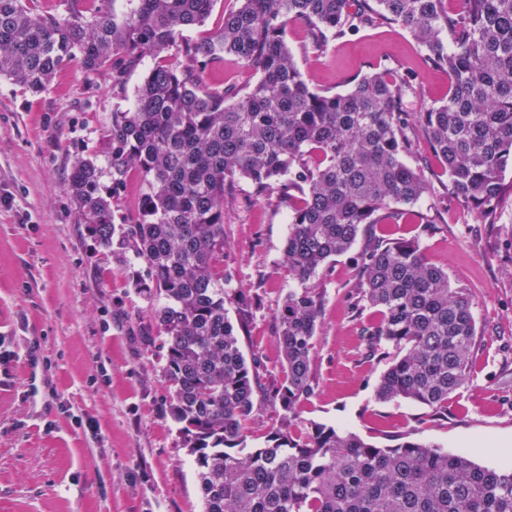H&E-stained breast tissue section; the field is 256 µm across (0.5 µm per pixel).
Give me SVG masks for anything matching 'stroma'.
Instances as JSON below:
<instances>
[{
    "mask_svg": "<svg viewBox=\"0 0 512 512\" xmlns=\"http://www.w3.org/2000/svg\"><path fill=\"white\" fill-rule=\"evenodd\" d=\"M286 42L314 88L348 90L358 74L389 66L417 77L412 110L448 98V73L404 29L361 30L323 53L307 51L295 21ZM142 69L124 89L109 72L79 61L31 93L0 79V512H202L194 471L168 407L160 333L151 304L129 269L88 234L67 194L78 156L97 155L111 184L108 129L131 105ZM420 165L431 193L418 211L438 216L432 234L418 224H377L376 235L419 239L427 258L471 294L479 330L466 384L448 414L374 396L382 362L367 358L359 328L376 313L350 309L354 253L316 278L324 306L314 340L317 392L304 419L349 429L380 447L410 431L496 467L512 456V206L494 225L477 223L449 196L448 176L423 137L405 156ZM224 265L259 308L242 338L259 358L265 388L285 378L275 313L291 282L282 264L288 208L254 201L245 182L225 205Z\"/></svg>",
    "mask_w": 512,
    "mask_h": 512,
    "instance_id": "1",
    "label": "stroma"
}]
</instances>
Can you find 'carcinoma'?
<instances>
[{
  "label": "carcinoma",
  "mask_w": 512,
  "mask_h": 512,
  "mask_svg": "<svg viewBox=\"0 0 512 512\" xmlns=\"http://www.w3.org/2000/svg\"><path fill=\"white\" fill-rule=\"evenodd\" d=\"M216 2L112 0L88 20L74 7L60 19L26 0H0V78L32 92L74 58L88 71H110L121 89L145 57L181 58L156 63L134 106L112 112V186L87 156L74 162L67 193L100 246L126 263L132 253L142 265L134 288L158 300L151 313L169 411L203 512H512V464L481 466L421 441L380 448L299 412L315 394L324 301L311 280L374 224L433 223L410 210L432 187L404 160L408 133H423L448 175V194L478 222L496 223L512 196V0H237L219 28L188 38ZM293 19L307 24L316 51L381 24L407 30L431 66L448 71V101L412 112L416 77L385 70L353 79L344 93L315 89L285 41ZM227 60L258 73L256 84H209L206 72ZM132 164L144 190L118 224L112 202ZM237 180L258 201L288 204L283 263L297 282L275 314L287 378L265 394L278 418L260 446L247 435L259 366L241 344L257 301L232 287V270L216 271L224 265L225 195ZM355 266L352 309L379 312L360 333L385 362L375 398L448 410L477 340L468 293L451 287L416 240L369 238Z\"/></svg>",
  "instance_id": "cac0c4a2"
}]
</instances>
